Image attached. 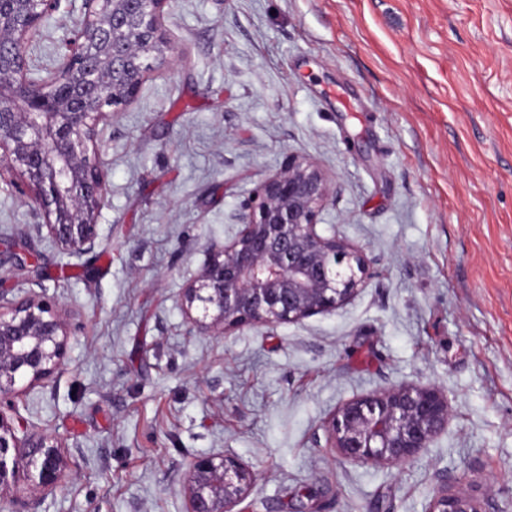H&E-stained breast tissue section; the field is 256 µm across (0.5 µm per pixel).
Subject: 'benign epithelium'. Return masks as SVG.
I'll return each mask as SVG.
<instances>
[{
  "label": "benign epithelium",
  "mask_w": 512,
  "mask_h": 512,
  "mask_svg": "<svg viewBox=\"0 0 512 512\" xmlns=\"http://www.w3.org/2000/svg\"><path fill=\"white\" fill-rule=\"evenodd\" d=\"M58 0H0V179L19 177L42 223L63 253L94 251L96 218L106 204L99 161L100 127L134 103L150 71L173 58L161 27L172 0H82L79 27L57 68L32 76L24 45ZM333 183L315 161L288 157L245 203L235 237L211 247L198 277L183 291L187 318L200 333L273 325L333 312L368 277L362 251L336 235L322 236L317 217ZM68 315L34 289L0 288V487L19 469L37 473L47 496L69 466L59 440L3 408L43 385L62 365ZM448 397L431 385L404 384L354 398L329 421L332 447L349 462L412 460L448 428ZM255 480L231 452L189 464L186 512H236ZM428 512H482L444 483Z\"/></svg>",
  "instance_id": "benign-epithelium-1"
}]
</instances>
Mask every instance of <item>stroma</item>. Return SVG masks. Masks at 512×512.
<instances>
[{
	"mask_svg": "<svg viewBox=\"0 0 512 512\" xmlns=\"http://www.w3.org/2000/svg\"><path fill=\"white\" fill-rule=\"evenodd\" d=\"M82 0H60L26 46L59 63ZM182 61L154 69L100 132L109 194L90 276L30 230L29 196L0 180V284L70 311L63 364L16 401L71 464L15 512H186L188 466L229 451L256 480L242 512H426L440 484L512 512V0H173ZM299 154L332 178L324 234L360 247L342 308L226 334L181 306L244 200ZM35 248L32 282L10 253ZM421 383L448 428L406 464L327 446L348 400Z\"/></svg>",
	"mask_w": 512,
	"mask_h": 512,
	"instance_id": "stroma-1",
	"label": "stroma"
}]
</instances>
